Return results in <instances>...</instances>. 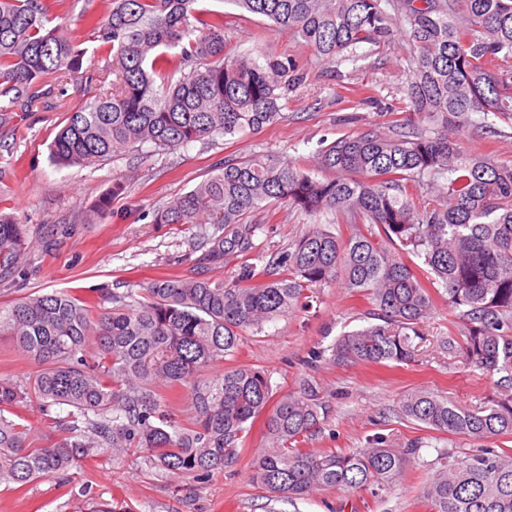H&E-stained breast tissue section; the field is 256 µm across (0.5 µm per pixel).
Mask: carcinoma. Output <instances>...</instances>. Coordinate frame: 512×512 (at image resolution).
I'll use <instances>...</instances> for the list:
<instances>
[{
  "mask_svg": "<svg viewBox=\"0 0 512 512\" xmlns=\"http://www.w3.org/2000/svg\"><path fill=\"white\" fill-rule=\"evenodd\" d=\"M264 16L323 60L355 58L364 44L408 45L406 98L419 122L363 128L319 149L317 180L273 155L229 158L219 172L174 197L157 224H222L201 258L221 264L253 248L249 214L286 203L350 224L348 236L319 224L261 270L236 278H160L145 292L112 293V308L64 292L26 294L0 306V335L39 366L0 379V483L20 487L90 457L139 453L173 475L203 480L233 466L248 425L265 416L268 449L255 479L287 502L316 491L384 490L419 448L377 443L353 452L288 444L320 430L329 401L308 383L272 401L267 375L233 366L241 332L290 312L307 288L339 281L371 301L380 323L342 333L338 364L411 361V336L440 298L459 311L461 337L448 352L497 376L496 394L464 408L425 390L401 402L405 416L441 434L477 441L512 437V162L462 156L449 136L483 114L512 121V0H234ZM232 21L201 0H112L86 17L112 66L87 56L55 22L45 0H0V126L54 93L49 74L76 78L87 93H112L68 113L50 146L54 163L84 166L128 148L175 150L216 135L259 131L282 118L288 90L302 82L289 55L228 57ZM178 80H173L175 74ZM31 243L14 214L0 212V282L20 288ZM444 293L432 291L434 283ZM184 387L193 422L166 410L160 386ZM69 408L68 437H39L19 409ZM424 485L432 512H512V453L484 448L462 458L440 451Z\"/></svg>",
  "mask_w": 512,
  "mask_h": 512,
  "instance_id": "obj_1",
  "label": "carcinoma"
}]
</instances>
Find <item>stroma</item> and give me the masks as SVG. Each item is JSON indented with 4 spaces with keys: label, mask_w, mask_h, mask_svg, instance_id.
Instances as JSON below:
<instances>
[{
    "label": "stroma",
    "mask_w": 512,
    "mask_h": 512,
    "mask_svg": "<svg viewBox=\"0 0 512 512\" xmlns=\"http://www.w3.org/2000/svg\"><path fill=\"white\" fill-rule=\"evenodd\" d=\"M109 3L47 0L50 14L64 23L72 40L91 51L97 44L82 15H103ZM217 8L235 19L226 33L230 53L252 58L287 54L304 69L306 79L289 91L282 119L231 139L218 136L170 151L146 144L108 161L61 167L49 158L50 144L67 113L84 103L82 91L67 82L65 94L19 113L0 127V210L19 216L36 246L26 259L22 289L0 285V306L22 292L65 291L92 300L98 312L108 307L111 293H137L163 276L225 281L246 264L263 269L311 224H330L328 215L313 218L284 204L254 212L259 228L253 249L207 268L199 263L205 240L223 234V225L154 223L155 210L213 174L225 159L275 155L306 164L323 141L359 128L387 126L390 106L405 100L401 42L358 47L354 62L323 61L233 0H219ZM495 127L492 133L467 128L454 138L464 154L491 152L511 160L512 124L499 121ZM116 182L125 190L114 197L110 190ZM106 196L110 206L98 212L96 206ZM375 322L369 301L340 283L312 288L288 315L243 331L235 355L210 372L219 374L228 365L262 370L277 398L302 383L312 384L333 411L305 448L348 452L376 440L392 448L419 444L418 456L388 489L318 491L292 504L272 499L253 478L254 461L267 445L264 425L258 422L239 443L236 464L208 479L165 473L136 454L102 457L19 489L1 484L0 512H93L97 503L117 500L134 512H429L422 489L439 449L462 457L481 444L428 429L403 415L400 402L408 392L427 390L472 408L494 394V382L448 353L445 340L459 335L462 326L441 300L412 341L414 360L386 366L336 364L329 351L336 337ZM85 483L90 486L86 494L80 490Z\"/></svg>",
    "instance_id": "obj_1"
}]
</instances>
